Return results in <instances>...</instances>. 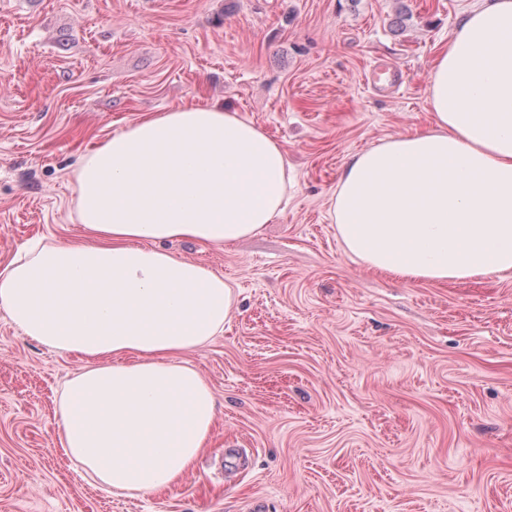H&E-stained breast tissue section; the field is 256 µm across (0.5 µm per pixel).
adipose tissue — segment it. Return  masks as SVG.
I'll list each match as a JSON object with an SVG mask.
<instances>
[{
  "instance_id": "adipose-tissue-1",
  "label": "adipose tissue",
  "mask_w": 512,
  "mask_h": 512,
  "mask_svg": "<svg viewBox=\"0 0 512 512\" xmlns=\"http://www.w3.org/2000/svg\"><path fill=\"white\" fill-rule=\"evenodd\" d=\"M429 129L351 156L329 200L349 254L411 282L512 272V0H477L429 75ZM282 146L239 113L151 114L76 170L85 238L35 244L0 269V311L83 366L61 393L60 440L116 493L176 486L219 403L183 358L222 332L232 283L166 250L260 234L282 212Z\"/></svg>"
}]
</instances>
